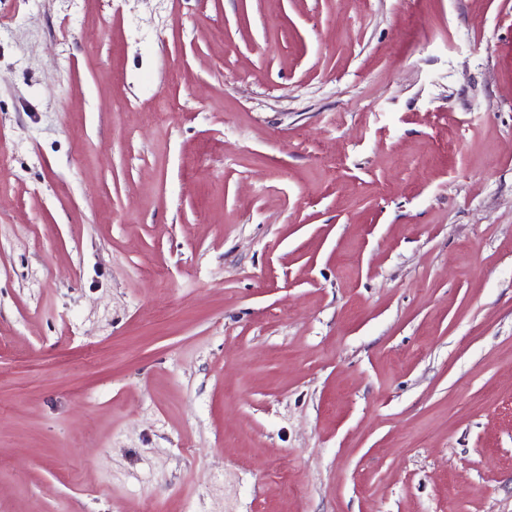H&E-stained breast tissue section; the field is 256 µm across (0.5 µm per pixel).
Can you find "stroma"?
I'll use <instances>...</instances> for the list:
<instances>
[{
    "label": "stroma",
    "mask_w": 512,
    "mask_h": 512,
    "mask_svg": "<svg viewBox=\"0 0 512 512\" xmlns=\"http://www.w3.org/2000/svg\"><path fill=\"white\" fill-rule=\"evenodd\" d=\"M0 512H512V0H0Z\"/></svg>",
    "instance_id": "obj_1"
}]
</instances>
